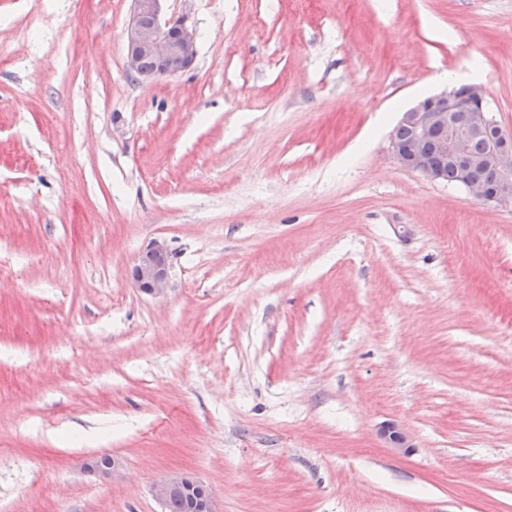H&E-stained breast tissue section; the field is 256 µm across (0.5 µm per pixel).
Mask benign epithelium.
<instances>
[{
	"label": "benign epithelium",
	"instance_id": "obj_1",
	"mask_svg": "<svg viewBox=\"0 0 512 512\" xmlns=\"http://www.w3.org/2000/svg\"><path fill=\"white\" fill-rule=\"evenodd\" d=\"M162 0H133L124 38L126 70L137 78L142 76V63H153L151 78L178 76L194 65L196 35L183 17H162ZM398 126L408 129V143L390 139V154L401 167L430 181L444 178L442 167L433 156L454 164L457 185L465 188L476 200L497 206L512 205V129L504 128L489 108L485 90L470 85L469 94L458 97L451 90L419 100L400 113ZM485 141L482 153H475L471 143ZM490 172L486 181L481 174ZM150 263H137L131 271V284L149 295H161L168 287L171 251L164 239L153 240L145 250ZM381 436L392 448H404L406 435L394 425H386ZM190 500V512H216L208 488L191 475L175 472L165 476L153 487L154 496L166 503L176 492Z\"/></svg>",
	"mask_w": 512,
	"mask_h": 512
}]
</instances>
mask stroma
Here are the masks:
<instances>
[{"instance_id":"35a3bbf8","label":"stroma","mask_w":512,"mask_h":512,"mask_svg":"<svg viewBox=\"0 0 512 512\" xmlns=\"http://www.w3.org/2000/svg\"><path fill=\"white\" fill-rule=\"evenodd\" d=\"M131 8L0 0V512H512V206L389 151L459 73L512 129V0H166L152 81ZM162 1H132L124 31L126 70L131 76L139 78L143 77L142 71L150 73L152 63L153 73L147 79L178 76L194 65L195 31L184 17L164 19ZM145 254L152 257L150 263H137L131 271V284L134 288L149 295H161L168 287L171 267V251L164 239H154L146 248ZM182 491L190 500V512H217L211 493L208 488L191 475L175 472L165 476L153 487L154 496L165 505L167 512H189V508L182 496H170ZM170 498V499H169Z\"/></svg>"}]
</instances>
